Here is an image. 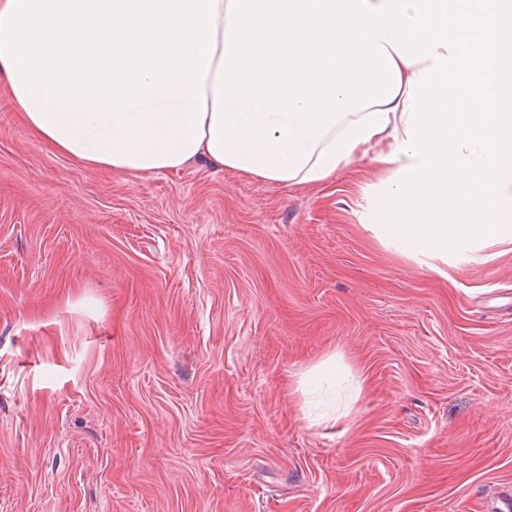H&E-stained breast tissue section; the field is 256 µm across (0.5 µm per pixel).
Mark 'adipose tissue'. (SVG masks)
I'll return each instance as SVG.
<instances>
[{
    "instance_id": "adipose-tissue-1",
    "label": "adipose tissue",
    "mask_w": 512,
    "mask_h": 512,
    "mask_svg": "<svg viewBox=\"0 0 512 512\" xmlns=\"http://www.w3.org/2000/svg\"><path fill=\"white\" fill-rule=\"evenodd\" d=\"M0 82L92 170L283 186L372 156L385 244H512V0H0Z\"/></svg>"
}]
</instances>
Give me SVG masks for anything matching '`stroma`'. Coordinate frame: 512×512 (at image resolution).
<instances>
[{"label": "stroma", "instance_id": "35a3bbf8", "mask_svg": "<svg viewBox=\"0 0 512 512\" xmlns=\"http://www.w3.org/2000/svg\"><path fill=\"white\" fill-rule=\"evenodd\" d=\"M386 179L94 171L0 84V512H494L512 247L435 275L370 229ZM330 357L352 395L301 386Z\"/></svg>", "mask_w": 512, "mask_h": 512}]
</instances>
